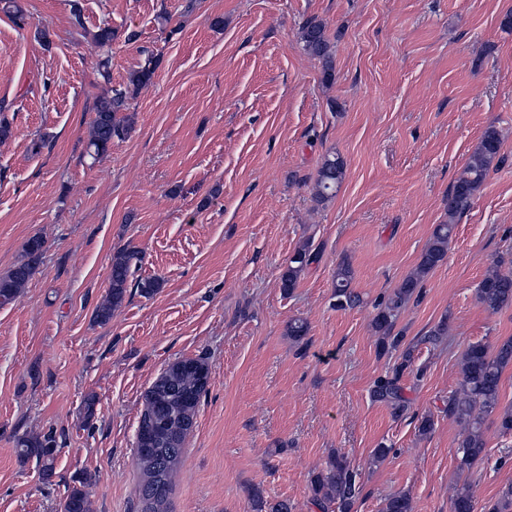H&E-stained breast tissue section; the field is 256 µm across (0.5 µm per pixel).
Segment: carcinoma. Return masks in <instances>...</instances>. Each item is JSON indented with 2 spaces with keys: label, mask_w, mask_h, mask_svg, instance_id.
Here are the masks:
<instances>
[{
  "label": "carcinoma",
  "mask_w": 512,
  "mask_h": 512,
  "mask_svg": "<svg viewBox=\"0 0 512 512\" xmlns=\"http://www.w3.org/2000/svg\"><path fill=\"white\" fill-rule=\"evenodd\" d=\"M303 49L323 61V80L333 77L330 57L331 42L326 25L317 20L307 22L300 35ZM157 60L146 54L127 82L109 88L94 106L88 153L98 157L108 152L115 138L124 137L129 130V117L121 115L128 100L139 89L152 82ZM502 135L494 126L485 129L469 161L448 191V220L435 226L414 273L408 275L394 289L388 299L377 305L372 327L379 336V350L385 354L397 350L404 336L395 331L401 309L422 287L424 277L447 257L448 246L456 220L471 206L472 200L485 181L490 168L504 161L501 154ZM344 175L343 160L336 156L324 159L317 172L314 197L318 202L331 199ZM45 247L41 236L31 237L24 247V259L6 275L0 277V307L13 303L21 289L35 273ZM312 241L304 240L289 258L281 274L284 291L296 288L303 270L315 261ZM140 260L136 250L122 248L112 255V270L108 292L95 309L94 318L107 323L112 312L119 308L129 288L133 263ZM505 261L494 262L477 288V300L490 313H496L512 304V269L504 268ZM353 271L348 264L336 269L334 297L336 308H353L361 303L360 295L351 288ZM411 365V352L402 355L391 373L379 378L373 387L375 400L387 403L401 412L405 408L399 380ZM512 365V337L493 346L474 343L467 346L462 359L458 387L448 396V416L461 426L458 453L459 469L469 470L482 462L486 452L484 438L485 417L498 413L499 429L512 432V408L499 410L503 370ZM206 368L199 359L180 360L169 365L145 394V408L136 434V459L144 479L139 487L143 512H169L168 500L173 487L177 464L183 452V443L195 425L197 408L206 387L201 383L198 369ZM56 436L52 433L23 435L16 439L18 456L33 458L41 467L44 478L53 474ZM313 505L320 512H352L361 493L358 473L347 458L337 454L311 479ZM478 502L470 483L456 486L451 498L452 512H477ZM63 512H91L85 492L74 487L68 491ZM383 512H412L411 497L404 493L393 495L385 502ZM487 512H512V485L505 487L498 500Z\"/></svg>",
  "instance_id": "obj_1"
}]
</instances>
